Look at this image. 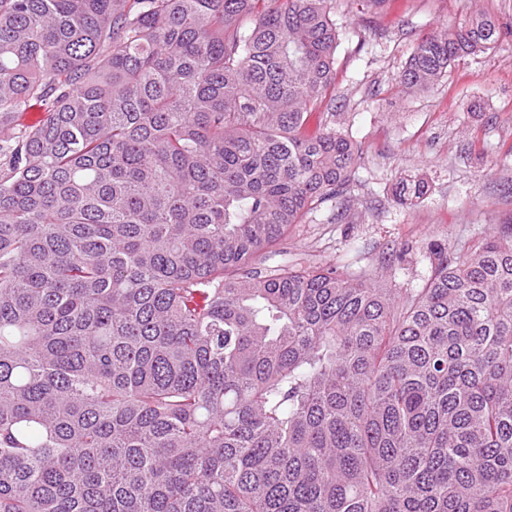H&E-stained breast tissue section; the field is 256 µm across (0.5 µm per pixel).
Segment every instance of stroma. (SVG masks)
Wrapping results in <instances>:
<instances>
[{"mask_svg":"<svg viewBox=\"0 0 512 512\" xmlns=\"http://www.w3.org/2000/svg\"><path fill=\"white\" fill-rule=\"evenodd\" d=\"M334 7L336 98L313 111L308 126L335 119L362 147L350 220L337 222L333 203H324L254 268L333 265L377 288H418L431 273L428 245L460 252L512 224V0H390L382 14L358 0ZM479 10L500 25L498 43L456 61L429 91L406 92L399 74L420 38ZM408 174L422 175L429 192L405 205L392 187ZM394 250L402 258L387 264Z\"/></svg>","mask_w":512,"mask_h":512,"instance_id":"obj_1","label":"stroma"}]
</instances>
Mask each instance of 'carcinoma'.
I'll return each mask as SVG.
<instances>
[{
	"instance_id": "1",
	"label": "carcinoma",
	"mask_w": 512,
	"mask_h": 512,
	"mask_svg": "<svg viewBox=\"0 0 512 512\" xmlns=\"http://www.w3.org/2000/svg\"><path fill=\"white\" fill-rule=\"evenodd\" d=\"M332 3L0 0V512H512V224L405 291L253 271L348 218Z\"/></svg>"
}]
</instances>
